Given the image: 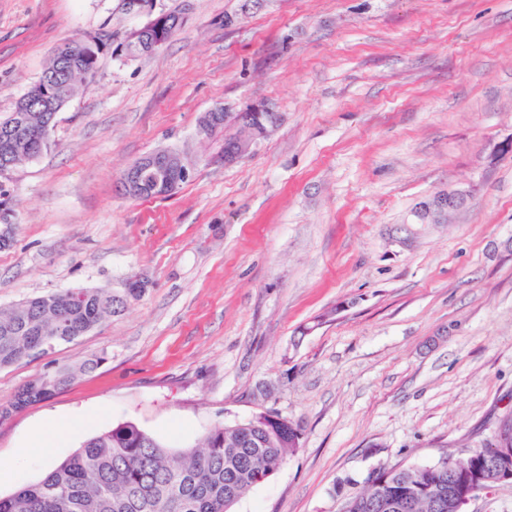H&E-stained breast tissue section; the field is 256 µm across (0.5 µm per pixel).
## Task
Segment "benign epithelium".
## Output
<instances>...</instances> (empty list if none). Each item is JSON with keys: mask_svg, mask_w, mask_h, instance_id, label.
Listing matches in <instances>:
<instances>
[{"mask_svg": "<svg viewBox=\"0 0 512 512\" xmlns=\"http://www.w3.org/2000/svg\"><path fill=\"white\" fill-rule=\"evenodd\" d=\"M124 3V10L127 13L135 16L145 15L149 20L131 32L120 44L117 52L128 59L153 54L163 39H152L147 42L144 34L154 25L152 17L155 15V0H124ZM278 124L279 120L276 119L268 126L262 124L251 127V135L238 140L232 154L220 158V161L232 164L245 159L254 151L258 142L275 130ZM146 168L155 170L154 178L148 185L142 181V172ZM193 174V164L184 160V154L179 149L160 147L151 152L149 159L135 162L127 168L122 190L126 196L135 199L148 187L161 197L167 195L179 179L188 180ZM473 197L474 191L470 187L439 190L432 195L428 204L412 208L403 219V223L445 224L466 211ZM509 456H512V426L500 422L494 433L492 448L487 458L505 459ZM476 494L477 491L468 488L464 481H458L457 487L448 490V512H466V507Z\"/></svg>", "mask_w": 512, "mask_h": 512, "instance_id": "benign-epithelium-1", "label": "benign epithelium"}]
</instances>
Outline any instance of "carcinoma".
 Masks as SVG:
<instances>
[{
  "mask_svg": "<svg viewBox=\"0 0 512 512\" xmlns=\"http://www.w3.org/2000/svg\"><path fill=\"white\" fill-rule=\"evenodd\" d=\"M97 66L98 60L82 53L76 39L63 62L50 60L46 69H67L74 74L73 80L58 77L49 97L39 83L30 87L27 94L34 96V102L24 113L23 134L0 121V158L12 154L22 162L47 151L50 140L43 137L46 109L67 105ZM236 125L233 133L226 132L224 122L212 130L214 136L224 134L220 149L224 155L249 132L247 123ZM68 292L75 295L71 302H62L51 292L0 310V368L34 356L36 348L44 354L58 340L71 342L87 334L124 312L143 290L73 288ZM104 360L97 356L77 369L58 368L30 382L0 403V420L52 397ZM300 447L294 423L277 413L218 424L196 447L178 453L135 423L122 422L86 440L39 482L0 496V512H231L242 495L274 475ZM375 479L384 483L391 497L418 493L414 512H448L446 507L437 508L436 496L448 493V478L438 470L420 474L412 466L380 470ZM378 499L368 488L349 501L354 504L353 512H398Z\"/></svg>",
  "mask_w": 512,
  "mask_h": 512,
  "instance_id": "obj_1",
  "label": "carcinoma"
}]
</instances>
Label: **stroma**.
I'll return each mask as SVG.
<instances>
[{"label": "stroma", "instance_id": "1", "mask_svg": "<svg viewBox=\"0 0 512 512\" xmlns=\"http://www.w3.org/2000/svg\"><path fill=\"white\" fill-rule=\"evenodd\" d=\"M157 0L184 24L153 56L116 46L121 0H0V116L55 47L99 36L97 70L52 145L13 173L0 308L71 288H147L100 327L0 369V402L49 369L106 360L0 421V495L124 421L185 449L270 409L301 446L233 512H341L370 472L484 446L512 410V0ZM237 14L225 26V14ZM264 102L278 130L231 166L196 137L215 105ZM193 177L131 200L123 171L161 147ZM473 187L448 224L421 198ZM95 414L60 434L58 418ZM471 187L446 188L435 192L430 202L412 208L405 218L407 224H446L466 211L474 197Z\"/></svg>", "mask_w": 512, "mask_h": 512}]
</instances>
